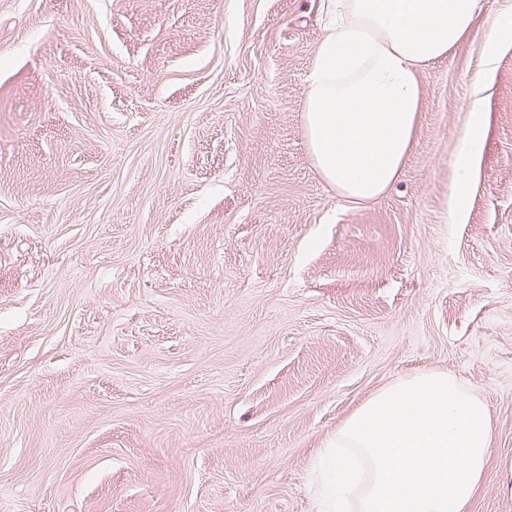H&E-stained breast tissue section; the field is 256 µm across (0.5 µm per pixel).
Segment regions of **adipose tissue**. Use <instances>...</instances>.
Returning a JSON list of instances; mask_svg holds the SVG:
<instances>
[{
  "label": "adipose tissue",
  "instance_id": "adipose-tissue-1",
  "mask_svg": "<svg viewBox=\"0 0 512 512\" xmlns=\"http://www.w3.org/2000/svg\"><path fill=\"white\" fill-rule=\"evenodd\" d=\"M324 34L306 79L303 130L323 179L352 201L379 196L412 150L422 106L421 72L445 58L485 17V70L512 44V0H325ZM482 94L471 103L453 194L464 214L471 166L485 149Z\"/></svg>",
  "mask_w": 512,
  "mask_h": 512
}]
</instances>
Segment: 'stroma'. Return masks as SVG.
<instances>
[{"instance_id":"35a3bbf8","label":"stroma","mask_w":512,"mask_h":512,"mask_svg":"<svg viewBox=\"0 0 512 512\" xmlns=\"http://www.w3.org/2000/svg\"><path fill=\"white\" fill-rule=\"evenodd\" d=\"M323 18L0 0V512H320L317 450L434 371L487 404L469 512H512V46L428 66L398 180L352 202L303 132ZM483 87L477 84L471 103L469 125L461 138L457 156V183L453 194V207L457 215H463L473 190L471 166L485 149L488 115L484 112Z\"/></svg>"}]
</instances>
